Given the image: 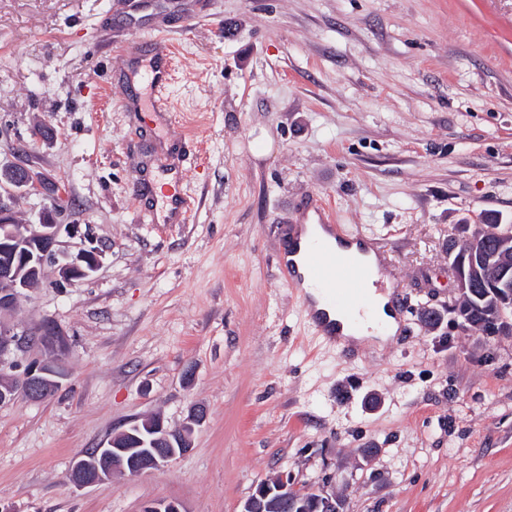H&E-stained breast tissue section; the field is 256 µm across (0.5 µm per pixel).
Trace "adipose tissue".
<instances>
[{
    "label": "adipose tissue",
    "instance_id": "1",
    "mask_svg": "<svg viewBox=\"0 0 512 512\" xmlns=\"http://www.w3.org/2000/svg\"><path fill=\"white\" fill-rule=\"evenodd\" d=\"M297 232L299 239L292 245V260L296 268H303L308 250L317 244L326 249L356 255L373 272L381 270L380 257L375 251L359 243L334 237L318 224L316 216H309L306 224L298 227ZM332 317L341 325L343 342L350 344L370 340L381 346L387 343L398 329L391 295L387 292L374 295L365 317L353 319L339 311L333 312Z\"/></svg>",
    "mask_w": 512,
    "mask_h": 512
}]
</instances>
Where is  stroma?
<instances>
[{"label": "stroma", "mask_w": 512, "mask_h": 512, "mask_svg": "<svg viewBox=\"0 0 512 512\" xmlns=\"http://www.w3.org/2000/svg\"><path fill=\"white\" fill-rule=\"evenodd\" d=\"M158 22L183 128L162 138L122 110L110 50ZM21 157L67 184L65 223L104 256L0 315L69 343L52 397L0 406V512H240L281 474L333 480L344 512H512V336L454 324L446 249L485 214L512 225V0H0V164ZM172 168L193 214L142 223L131 181ZM314 203L384 259L383 348L319 337L281 278ZM197 405L161 469L68 483L82 452Z\"/></svg>", "instance_id": "35a3bbf8"}]
</instances>
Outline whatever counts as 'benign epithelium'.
Returning <instances> with one entry per match:
<instances>
[{"label": "benign epithelium", "instance_id": "benign-epithelium-1", "mask_svg": "<svg viewBox=\"0 0 512 512\" xmlns=\"http://www.w3.org/2000/svg\"><path fill=\"white\" fill-rule=\"evenodd\" d=\"M0 313L15 309L20 291L31 287V280L44 276L45 267L53 264L65 281L87 279L101 264L103 251L78 224H65L61 217L68 209L67 187L46 181L30 164L15 162L0 166ZM46 196L50 205L39 215L38 223L21 222L14 209L16 194ZM80 238L81 247L74 255L62 249V236ZM482 235L475 231L453 240L448 259L451 260L461 301L451 309L454 321L470 325V303L475 302L490 312H503L512 305V233L501 234V243L492 254L481 250ZM68 351L66 336L49 320L34 325H14L0 320V368L13 369L26 363L22 377L0 384V405L12 401L21 392L33 401H41L59 387L61 363ZM145 429L151 447L140 455L142 466L163 467L175 454L166 446L175 435L180 444L190 445L191 428L172 432L159 419L135 424ZM122 431L105 446L82 455L78 472L68 481L76 488L99 483L116 471L134 472L133 461L126 456ZM293 483L285 478L257 485L242 512H282L288 498L294 495ZM298 512H338L336 491L322 485L312 491L311 498L296 499Z\"/></svg>", "mask_w": 512, "mask_h": 512}]
</instances>
